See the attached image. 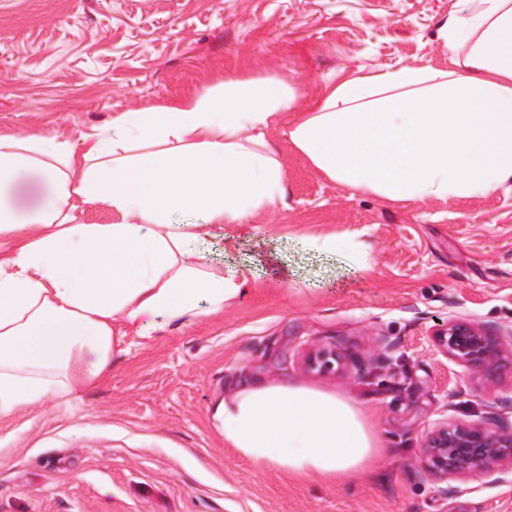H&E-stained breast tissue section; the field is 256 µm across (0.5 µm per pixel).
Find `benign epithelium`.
Here are the masks:
<instances>
[{
	"label": "benign epithelium",
	"mask_w": 512,
	"mask_h": 512,
	"mask_svg": "<svg viewBox=\"0 0 512 512\" xmlns=\"http://www.w3.org/2000/svg\"><path fill=\"white\" fill-rule=\"evenodd\" d=\"M438 342L453 361L486 377L506 361L512 330L489 334L468 322H453ZM424 465L439 479L478 473L501 482L512 475V430L442 422L427 438Z\"/></svg>",
	"instance_id": "obj_1"
}]
</instances>
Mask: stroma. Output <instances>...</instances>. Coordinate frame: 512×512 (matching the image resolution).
Here are the masks:
<instances>
[{"label": "stroma", "mask_w": 512, "mask_h": 512, "mask_svg": "<svg viewBox=\"0 0 512 512\" xmlns=\"http://www.w3.org/2000/svg\"><path fill=\"white\" fill-rule=\"evenodd\" d=\"M456 0H0V134L69 140L159 101L276 77L300 104L359 69H444ZM285 202L198 246L205 268L254 277L223 314L126 352L77 402L0 418V512H512V481H438L441 421L512 428V365L478 379L439 346L453 321L512 328V191L398 202L327 179L272 135ZM358 233L363 269L309 245ZM331 348L344 365L308 369ZM259 376L371 409L384 448L364 480L262 469L214 407Z\"/></svg>", "instance_id": "35a3bbf8"}]
</instances>
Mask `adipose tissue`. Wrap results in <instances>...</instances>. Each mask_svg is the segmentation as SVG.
I'll return each mask as SVG.
<instances>
[{
    "label": "adipose tissue",
    "mask_w": 512,
    "mask_h": 512,
    "mask_svg": "<svg viewBox=\"0 0 512 512\" xmlns=\"http://www.w3.org/2000/svg\"><path fill=\"white\" fill-rule=\"evenodd\" d=\"M438 38L447 69L358 72L288 125L290 86L231 79L220 94L120 113L78 148L0 135V418L78 400L122 327L146 343L244 293L250 268L204 269L198 244L284 202L273 129L354 191L405 202L512 191V0H457ZM35 176L47 190L18 212L8 195ZM91 203L118 222L78 223ZM309 244L372 265L359 234ZM215 417L241 457L296 477L339 484L382 453L367 406L293 382H245Z\"/></svg>",
    "instance_id": "ef3b65f1"
}]
</instances>
